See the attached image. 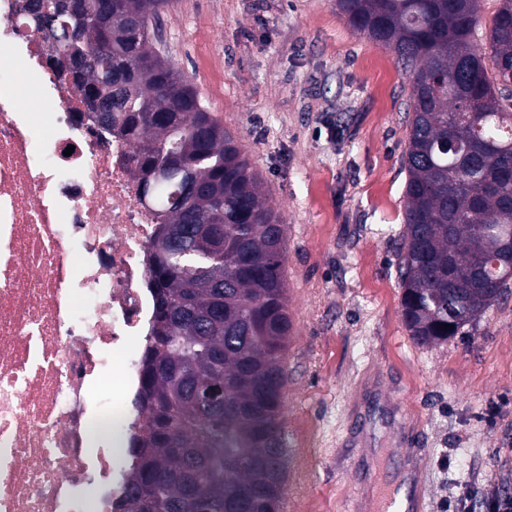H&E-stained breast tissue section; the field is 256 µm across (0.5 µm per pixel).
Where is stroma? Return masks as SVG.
<instances>
[{
    "instance_id": "stroma-1",
    "label": "stroma",
    "mask_w": 512,
    "mask_h": 512,
    "mask_svg": "<svg viewBox=\"0 0 512 512\" xmlns=\"http://www.w3.org/2000/svg\"><path fill=\"white\" fill-rule=\"evenodd\" d=\"M157 34L286 226L282 512L375 507L379 477H403L404 425L426 451L425 512H452L468 482L512 495V457L495 454L512 446V293L433 347L402 320L411 82L392 52L335 0H171Z\"/></svg>"
}]
</instances>
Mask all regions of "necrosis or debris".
<instances>
[{
    "mask_svg": "<svg viewBox=\"0 0 512 512\" xmlns=\"http://www.w3.org/2000/svg\"><path fill=\"white\" fill-rule=\"evenodd\" d=\"M133 151L0 0V512H111L122 495L103 442L146 419L124 350L154 317Z\"/></svg>",
    "mask_w": 512,
    "mask_h": 512,
    "instance_id": "4bbe7bcc",
    "label": "necrosis or debris"
}]
</instances>
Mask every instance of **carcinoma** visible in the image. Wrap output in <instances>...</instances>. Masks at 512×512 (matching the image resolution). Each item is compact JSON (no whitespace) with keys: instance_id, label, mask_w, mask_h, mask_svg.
Listing matches in <instances>:
<instances>
[{"instance_id":"cac0c4a2","label":"carcinoma","mask_w":512,"mask_h":512,"mask_svg":"<svg viewBox=\"0 0 512 512\" xmlns=\"http://www.w3.org/2000/svg\"><path fill=\"white\" fill-rule=\"evenodd\" d=\"M101 14L74 83L130 141L140 197L157 210L155 315L121 512H280L287 450L283 355L293 323L284 228L237 139L158 46L168 0H87ZM356 32L411 78L402 319L421 346L448 342L512 287V0L473 43L477 0H336ZM66 53L61 21L35 24ZM449 324L451 328L444 329Z\"/></svg>"}]
</instances>
